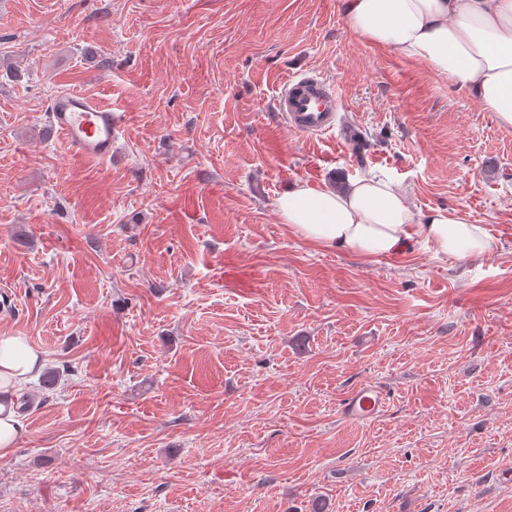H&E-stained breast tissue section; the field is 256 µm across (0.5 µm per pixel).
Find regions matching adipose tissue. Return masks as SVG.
<instances>
[{"label":"adipose tissue","instance_id":"adipose-tissue-1","mask_svg":"<svg viewBox=\"0 0 512 512\" xmlns=\"http://www.w3.org/2000/svg\"><path fill=\"white\" fill-rule=\"evenodd\" d=\"M340 10L353 32L423 61L512 129V0H340ZM276 209L302 239L365 259L402 254L417 238L435 254L470 261L495 249L463 211L411 208L407 187L384 173H359L342 189L298 184L277 198ZM44 365L26 336L0 335L2 453L24 431L18 395Z\"/></svg>","mask_w":512,"mask_h":512}]
</instances>
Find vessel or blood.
<instances>
[{"instance_id":"1","label":"vessel or blood","mask_w":512,"mask_h":512,"mask_svg":"<svg viewBox=\"0 0 512 512\" xmlns=\"http://www.w3.org/2000/svg\"><path fill=\"white\" fill-rule=\"evenodd\" d=\"M339 107L331 83L308 75L288 78L278 99L284 123L307 138L319 137L334 129ZM48 118L73 156L101 162L111 159L117 124V116L111 108L81 92L66 90L51 100ZM384 401L378 389L363 386L346 400L343 409L352 419L369 420L376 416Z\"/></svg>"}]
</instances>
